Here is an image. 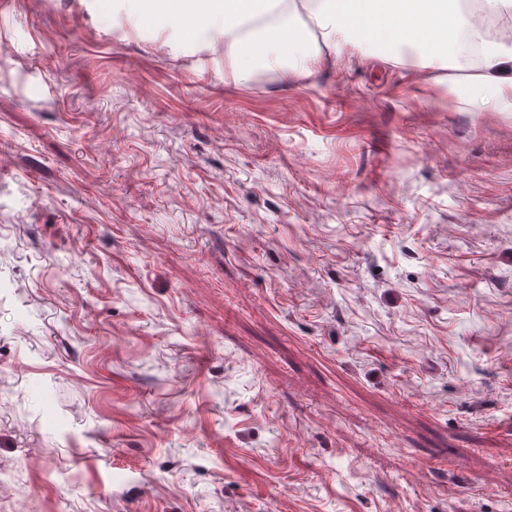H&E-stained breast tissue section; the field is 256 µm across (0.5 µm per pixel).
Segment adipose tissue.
<instances>
[{
  "mask_svg": "<svg viewBox=\"0 0 512 512\" xmlns=\"http://www.w3.org/2000/svg\"><path fill=\"white\" fill-rule=\"evenodd\" d=\"M489 5L512 14V0H220L224 24L210 35L223 39L235 76H305L310 61L372 49L414 68L451 70L460 85L492 86L494 104L512 107V42L490 38L476 21ZM303 9L319 40L301 28Z\"/></svg>",
  "mask_w": 512,
  "mask_h": 512,
  "instance_id": "adipose-tissue-1",
  "label": "adipose tissue"
}]
</instances>
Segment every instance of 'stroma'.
I'll list each match as a JSON object with an SVG mask.
<instances>
[{
    "label": "stroma",
    "instance_id": "1",
    "mask_svg": "<svg viewBox=\"0 0 512 512\" xmlns=\"http://www.w3.org/2000/svg\"><path fill=\"white\" fill-rule=\"evenodd\" d=\"M185 2L0 0V512H512V112ZM223 27L210 37L224 40V60L233 77L259 70L279 71L288 76H309L311 60L323 59L318 41L299 24L296 0H220ZM272 32L276 41L268 39ZM288 51L293 66L283 63Z\"/></svg>",
    "mask_w": 512,
    "mask_h": 512
}]
</instances>
